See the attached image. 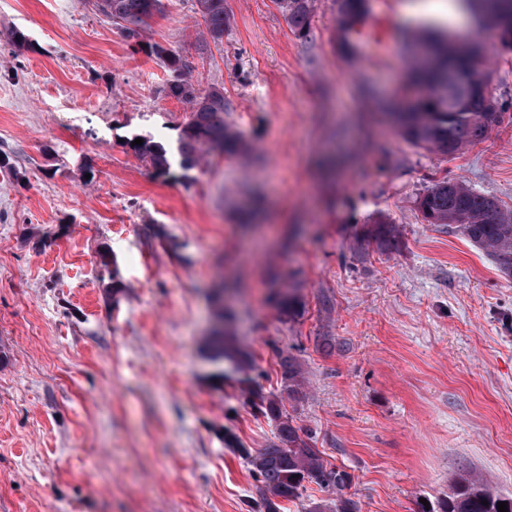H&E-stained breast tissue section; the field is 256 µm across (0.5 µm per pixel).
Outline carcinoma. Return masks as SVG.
Segmentation results:
<instances>
[{"label": "carcinoma", "mask_w": 512, "mask_h": 512, "mask_svg": "<svg viewBox=\"0 0 512 512\" xmlns=\"http://www.w3.org/2000/svg\"><path fill=\"white\" fill-rule=\"evenodd\" d=\"M336 19L342 50L350 52L355 35L367 19L369 0H338ZM461 7L479 15L492 36L498 28L512 22V0H458ZM285 12L290 28L301 37L310 32L312 0H276ZM96 11L119 26L134 50L147 51L162 59L172 80L168 95L188 105L189 118L173 145L141 136L143 143L133 145L135 155L156 175H167L173 165L189 171L208 156L234 157L249 150V144L227 118L224 89L212 87L200 91L192 67L178 53L148 44L143 36L150 20L165 11L164 0H93ZM194 13L205 25L208 43L224 39L226 14L224 0H193ZM484 74L470 66L466 51L448 42L439 31L421 28L416 33L408 59L407 82L395 108L386 113L398 134L411 145L426 151L454 155L486 138L492 124L502 119L503 109L479 91ZM416 208L427 224H453L474 246L494 259L501 272L512 276V209L503 207L491 196L481 194L462 180L434 182L416 198ZM368 237L378 246L396 244L394 225L377 223L368 229ZM219 328L210 335L205 357L216 366L212 377L224 379L226 368L238 376L240 390L247 402L260 414L276 422L275 441L253 451L239 443L232 434L224 442L233 446L251 466L258 483L257 512H281V502L301 497L306 484L314 483L336 497L335 512H358V504L346 496L350 475L327 462L315 448L311 435L297 426L286 403L301 402L306 397L301 366L296 357L277 351L282 382L279 393L267 394L257 382L256 362L250 350L240 345L231 333L234 313L221 300H215ZM275 308L284 322L305 311V304L295 287L281 288L275 296ZM498 512L497 503L505 501L512 512V497L494 493L487 485L464 480L454 495L440 504V512Z\"/></svg>", "instance_id": "obj_1"}]
</instances>
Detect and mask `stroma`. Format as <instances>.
Wrapping results in <instances>:
<instances>
[{
    "label": "stroma",
    "mask_w": 512,
    "mask_h": 512,
    "mask_svg": "<svg viewBox=\"0 0 512 512\" xmlns=\"http://www.w3.org/2000/svg\"><path fill=\"white\" fill-rule=\"evenodd\" d=\"M403 2L370 0L350 64L337 0L305 38L275 0H224L204 52L191 0H166L147 42L223 88L253 147L185 180L128 145L188 120L163 60L89 0H0V512H246L256 482L224 435L257 450L276 426L208 376L221 278L265 392L278 351L298 357L295 421L360 512H440L474 477L512 496V277L415 206L446 177L512 208V52L481 38L508 107L486 139L418 149L382 113L406 82ZM378 222L394 247L367 238ZM287 281L305 311L284 323Z\"/></svg>",
    "instance_id": "stroma-1"
}]
</instances>
